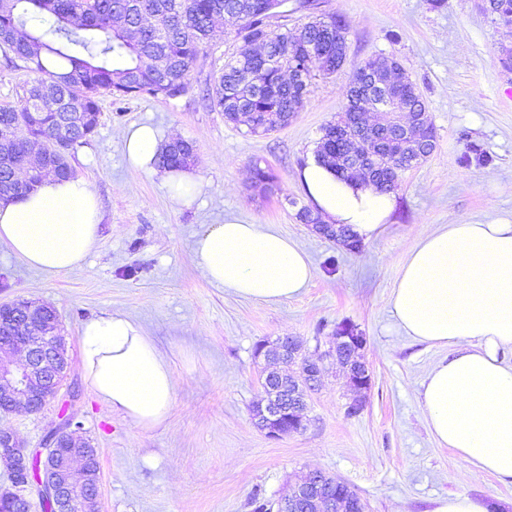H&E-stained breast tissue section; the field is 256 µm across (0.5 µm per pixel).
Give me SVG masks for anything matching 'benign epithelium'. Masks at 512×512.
I'll return each mask as SVG.
<instances>
[{
    "label": "benign epithelium",
    "instance_id": "obj_1",
    "mask_svg": "<svg viewBox=\"0 0 512 512\" xmlns=\"http://www.w3.org/2000/svg\"><path fill=\"white\" fill-rule=\"evenodd\" d=\"M385 61L379 77L368 78L371 87L394 100L395 82L388 79ZM420 119L403 120L396 105L373 113L372 119L358 113L345 127L350 144L347 164L354 173L370 174L386 152L381 136L418 141ZM365 336L354 325L343 324L324 357L347 358L346 376L359 391L372 384L373 374L363 360ZM303 344L293 336L259 344L255 357L266 362L285 361L297 370L283 374L262 371V388L269 395L253 406L255 425L270 438L300 432L306 427V398L322 377V364L302 355ZM71 359L60 332L54 309L27 299L0 304V412L41 411L54 399L70 369ZM82 426L71 419L52 428L43 447L29 452L14 431L0 426V460L10 474V487L0 492V512H30L33 498L46 501L52 512H98L101 471L98 452L81 435ZM316 480H298L278 502V512H300L308 505L313 512H366V503L344 491V483L321 471Z\"/></svg>",
    "mask_w": 512,
    "mask_h": 512
}]
</instances>
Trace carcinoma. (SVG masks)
<instances>
[{
  "label": "carcinoma",
  "instance_id": "1",
  "mask_svg": "<svg viewBox=\"0 0 512 512\" xmlns=\"http://www.w3.org/2000/svg\"><path fill=\"white\" fill-rule=\"evenodd\" d=\"M280 6V0H0V44L35 74L18 105L0 108V198L20 195L19 173L29 163L28 144L43 150L44 172L37 181L50 174L72 176L68 156L88 140L95 126L67 129L65 148H58L64 128L58 98L65 92L87 114L100 112L104 93L173 99L190 83L213 25L226 16L236 23V36L260 49L224 62L213 105L226 121L244 122L253 134L288 123L303 106L312 79L344 66L347 24L328 15L293 28L275 26L271 19ZM377 61L372 56L355 69L357 77L347 89L345 113L338 123H348L354 112L383 108L378 97H368L357 87ZM397 95L404 111H426L406 74ZM336 124L323 129L318 157L346 149L336 137ZM407 152L388 140L389 164L375 172V179L384 184L382 191L397 188L398 166L407 160ZM193 157V145L176 140L160 155L159 164L184 168ZM252 184L259 194H270L275 175L257 161Z\"/></svg>",
  "mask_w": 512,
  "mask_h": 512
}]
</instances>
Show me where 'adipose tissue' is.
Instances as JSON below:
<instances>
[{
  "label": "adipose tissue",
  "mask_w": 512,
  "mask_h": 512,
  "mask_svg": "<svg viewBox=\"0 0 512 512\" xmlns=\"http://www.w3.org/2000/svg\"><path fill=\"white\" fill-rule=\"evenodd\" d=\"M163 140L148 124L125 130L131 166L161 173L171 195L190 205L198 188L190 169H161ZM297 179L311 204L358 238L380 237L394 210L392 194L344 179L309 158ZM98 198L80 179L46 177L38 188L0 201V243L29 266L51 274L80 267L99 241ZM212 285L245 298L280 302L312 279L311 263L288 236L260 224L209 225L193 246ZM390 313L411 338L448 347L428 372L419 400L434 438L456 450L471 474L512 481V224H445L423 233L404 258ZM81 354L92 395L134 428L168 418L175 378L153 340L125 314L87 320Z\"/></svg>",
  "instance_id": "1"
}]
</instances>
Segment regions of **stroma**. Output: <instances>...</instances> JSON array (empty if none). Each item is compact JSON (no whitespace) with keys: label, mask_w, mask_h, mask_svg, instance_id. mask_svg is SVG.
Returning a JSON list of instances; mask_svg holds the SVG:
<instances>
[{"label":"stroma","mask_w":512,"mask_h":512,"mask_svg":"<svg viewBox=\"0 0 512 512\" xmlns=\"http://www.w3.org/2000/svg\"><path fill=\"white\" fill-rule=\"evenodd\" d=\"M481 2L317 0L319 12L349 24L346 64L316 79L292 122L266 135L226 122L210 105L225 58L245 48L229 24L204 46L187 95L102 96L95 133L69 158L100 201L96 249L82 266L52 275L0 243V302L53 307L71 358L56 399L38 413L0 414V426L32 451L62 419L80 422L99 453V512H253V498L276 505L296 477L313 471L346 482L368 512H432L437 499L457 492L512 512V481L470 476L428 428L419 390L447 348L406 336L389 312L399 263L422 232L512 224V72L500 64L502 49H512V26L485 14ZM374 54L406 68L425 101L436 148L400 175L385 233L352 252L297 220L308 199L296 174L323 127L342 114L355 65ZM32 79L0 46V106L18 105ZM135 122L193 143L199 191L190 206L172 198L158 176L128 166L122 132ZM472 143L490 155L489 164L463 163ZM256 160L277 177L271 196L252 186ZM228 218L294 238L312 263L309 287L265 303L208 283L193 241ZM104 311L137 322L173 370L170 416L152 431L133 428L88 389L80 333L85 320ZM343 322L363 331L374 371L360 412L346 415L355 393L331 361L303 432L273 439L259 431L251 415L261 392L256 344L296 336L315 358Z\"/></svg>","instance_id":"stroma-1"}]
</instances>
